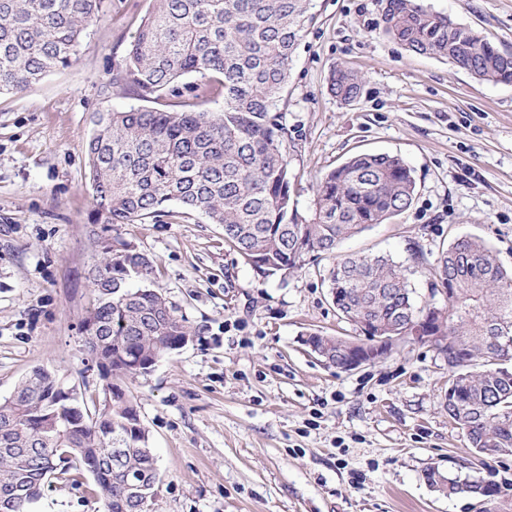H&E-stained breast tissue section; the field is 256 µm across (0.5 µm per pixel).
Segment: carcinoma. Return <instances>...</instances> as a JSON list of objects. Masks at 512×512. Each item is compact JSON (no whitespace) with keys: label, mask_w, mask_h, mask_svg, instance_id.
<instances>
[{"label":"carcinoma","mask_w":512,"mask_h":512,"mask_svg":"<svg viewBox=\"0 0 512 512\" xmlns=\"http://www.w3.org/2000/svg\"><path fill=\"white\" fill-rule=\"evenodd\" d=\"M100 0H0V94H21L81 57L84 33ZM313 0H154L112 83L157 103L177 94L190 74L206 79L220 113L193 107H131L98 115L82 145L93 197V224H134L169 216L176 204L224 228V242L263 276L284 277L314 255L406 211L416 192L414 169L387 153L358 154L324 175L305 209L294 198L281 145L288 129L277 101L294 51L313 20ZM382 32L408 50L448 61L473 77L512 83V52L473 29L448 25L422 0H386ZM330 93L356 99L361 79L340 66ZM91 272L94 322L89 350L114 383L93 407L79 399L83 421L52 394L56 375L34 368L0 399V512H30L58 474L79 464L103 495V512H133L127 485L156 465L135 405L119 381L168 355L191 327L153 286L150 259L127 241L102 238ZM448 291L442 324L431 327L448 359V417L470 448L486 458L512 456V270L486 243L459 237L433 269ZM337 313L384 336L418 324L407 269L392 257L346 255L328 270ZM309 342L326 364L341 362L347 340L314 332ZM445 495L466 494L501 512L499 486L458 480L429 469Z\"/></svg>","instance_id":"carcinoma-1"}]
</instances>
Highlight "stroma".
Segmentation results:
<instances>
[{"label":"stroma","instance_id":"35a3bbf8","mask_svg":"<svg viewBox=\"0 0 512 512\" xmlns=\"http://www.w3.org/2000/svg\"><path fill=\"white\" fill-rule=\"evenodd\" d=\"M512 51V0H425ZM384 0H314L278 103L282 149L304 189L358 153L415 171L401 215L344 240L288 276L259 275L202 214L93 224L83 143L97 113L139 106L114 87L153 0H102L79 61L25 93L0 94V399L33 368L97 396L106 379L81 326L102 237L132 242L155 286L194 331L148 373L125 380L153 448L160 487L149 512H484L447 497L429 469L497 482L512 502V456L484 459L448 419V361L432 343H398L352 371L302 340L360 330L337 314L326 271L337 256L387 254L408 269L416 305L445 307L411 258L434 264L455 237L477 236L512 270V84L478 80L381 31ZM363 78L360 96L328 91L331 71ZM80 468L52 479L32 512H99Z\"/></svg>","mask_w":512,"mask_h":512}]
</instances>
